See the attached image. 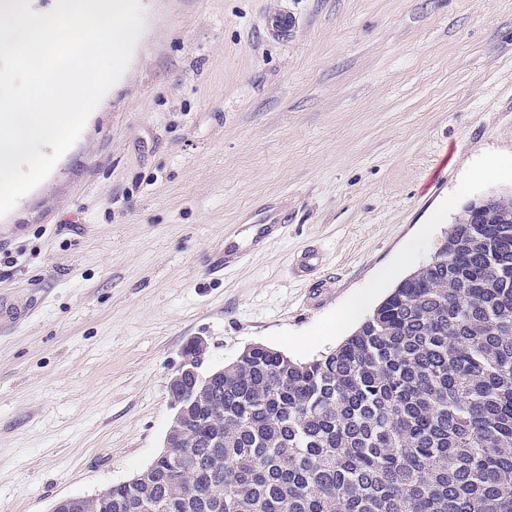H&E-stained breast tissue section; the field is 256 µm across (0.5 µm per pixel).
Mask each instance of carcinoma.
<instances>
[{
	"label": "carcinoma",
	"instance_id": "1",
	"mask_svg": "<svg viewBox=\"0 0 512 512\" xmlns=\"http://www.w3.org/2000/svg\"><path fill=\"white\" fill-rule=\"evenodd\" d=\"M192 443L106 512H512V198L464 213L336 349L169 387Z\"/></svg>",
	"mask_w": 512,
	"mask_h": 512
}]
</instances>
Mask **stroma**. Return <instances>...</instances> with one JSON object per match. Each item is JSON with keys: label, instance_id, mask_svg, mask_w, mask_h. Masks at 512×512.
Wrapping results in <instances>:
<instances>
[{"label": "stroma", "instance_id": "1", "mask_svg": "<svg viewBox=\"0 0 512 512\" xmlns=\"http://www.w3.org/2000/svg\"><path fill=\"white\" fill-rule=\"evenodd\" d=\"M141 3L124 74L0 216V297L34 305L0 327V512L145 469L192 338L213 367L255 344L319 357L467 204L512 191V0ZM265 203L288 222L259 248ZM230 243L242 260L214 268Z\"/></svg>", "mask_w": 512, "mask_h": 512}]
</instances>
